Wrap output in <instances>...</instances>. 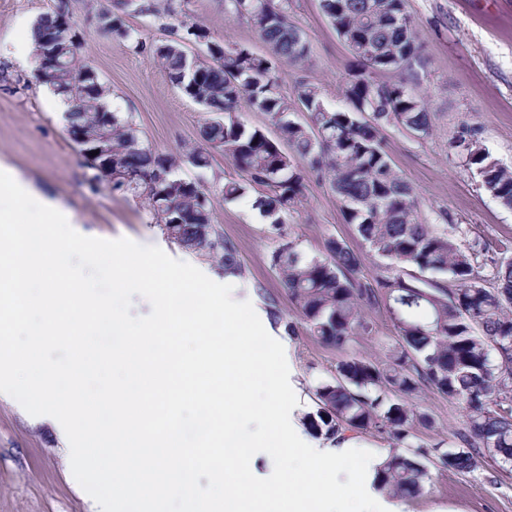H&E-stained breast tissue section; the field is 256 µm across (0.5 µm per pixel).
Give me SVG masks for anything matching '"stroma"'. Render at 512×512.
Returning a JSON list of instances; mask_svg holds the SVG:
<instances>
[{
    "instance_id": "1",
    "label": "stroma",
    "mask_w": 512,
    "mask_h": 512,
    "mask_svg": "<svg viewBox=\"0 0 512 512\" xmlns=\"http://www.w3.org/2000/svg\"><path fill=\"white\" fill-rule=\"evenodd\" d=\"M56 3L0 0V63L9 64L24 81L23 88L0 89V167L55 200L82 235L156 246L175 259L223 276L219 263L185 251L169 239L145 198L104 184L89 185L85 161L63 119L42 101L43 84L35 66L14 63L12 43ZM407 6L423 46L424 63L416 68L415 91L431 112L433 127L424 139L385 127L384 147L412 187L426 223H435L437 211L444 210L449 222L468 225L489 241L512 240V210L481 187L464 153L453 146L463 128L476 129L481 145L512 169V0L498 7L484 6L480 0H407ZM186 11L227 43L256 51L264 48L250 21L225 17L223 0H188ZM290 19L304 33L311 55L299 67L281 64L283 96L296 100L303 82L318 87L328 107H345L343 89L353 57L328 25L319 0H292ZM84 55L110 85L114 111L133 116L145 143L175 152L197 141L206 112L173 88L150 57L132 54L122 43L93 30L87 33ZM240 177L234 164L219 153L204 175L211 188L214 226L235 245L247 270L245 277L231 278L233 297L250 301L268 316L272 337L285 348L290 384L298 398L290 416L292 426L308 445L326 448L329 440L315 435L304 417L315 412L314 390L334 375L342 354L306 332L289 335L288 326L298 325L300 315L270 267L279 235L272 233L256 209V192L228 201L221 191L225 181ZM304 185V199L290 211L284 234L311 256L322 255L331 236L364 252L327 182L309 174ZM368 317L374 335L357 337L352 348L376 361L393 342L395 330L382 310H369ZM417 404L435 427L417 428L416 437L454 446V434L463 423L459 404L430 389L422 391ZM383 503L387 512H512V471L491 461L470 473L437 471L418 497H387ZM0 512H99L73 479L66 445L56 427L1 393Z\"/></svg>"
}]
</instances>
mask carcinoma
<instances>
[{
  "instance_id": "1",
  "label": "carcinoma",
  "mask_w": 512,
  "mask_h": 512,
  "mask_svg": "<svg viewBox=\"0 0 512 512\" xmlns=\"http://www.w3.org/2000/svg\"><path fill=\"white\" fill-rule=\"evenodd\" d=\"M291 6V0H224L226 16L253 23L265 53L215 37L184 15L182 0H118L86 14L95 31L151 56L172 86L209 114L197 144L177 154L145 144L132 116L110 109L112 90L82 56L86 33L70 0H58L35 20V59L56 53L58 75L42 79L70 106L69 132L99 150L101 169L88 166L89 184H100L106 170L125 173L129 180L118 182V189L144 196L170 239L219 259L226 274H242L243 265L214 227L210 187L201 176L215 152L241 172V179L224 183V197L259 190L255 206L278 232L304 197L297 161L328 182L344 221L383 261L380 271L365 274L364 256L335 237L326 240L325 254L312 257L282 241L270 265L295 301L306 333L345 353L333 379L315 389L316 411L305 417L309 428L333 441L347 430H375L397 448L374 474L378 491L412 499L432 480L433 468L472 472L484 458L512 467V241L492 245L471 238L465 225L448 223L445 211L440 224L422 222L416 196L382 144L386 126L419 138L432 127L431 113L412 87L422 45L406 0H322V14L356 65L345 80L349 105L343 109L328 108L318 88L299 85L303 122L289 117L292 107L280 90L279 64L300 65L311 54L289 18ZM178 14V23L166 21ZM131 15L158 23L164 37L146 41L130 24ZM376 73L393 80L379 83ZM243 104L265 114L275 135L243 123L237 115ZM456 144L482 188L512 210V169L492 157L472 129ZM183 168L198 175H178ZM381 306L396 339L385 360L373 363L349 347L374 332L364 308ZM425 387L463 409L454 448L416 441L415 424L432 427L416 404Z\"/></svg>"
}]
</instances>
